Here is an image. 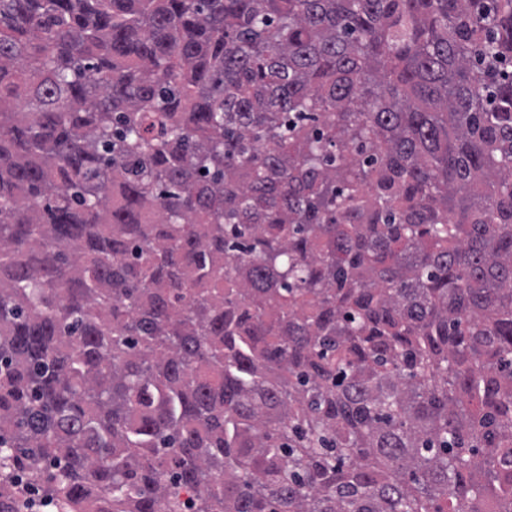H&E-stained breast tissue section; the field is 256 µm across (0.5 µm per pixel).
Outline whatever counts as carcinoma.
<instances>
[{"mask_svg": "<svg viewBox=\"0 0 512 512\" xmlns=\"http://www.w3.org/2000/svg\"><path fill=\"white\" fill-rule=\"evenodd\" d=\"M57 512H512V0H0V471Z\"/></svg>", "mask_w": 512, "mask_h": 512, "instance_id": "carcinoma-1", "label": "carcinoma"}]
</instances>
